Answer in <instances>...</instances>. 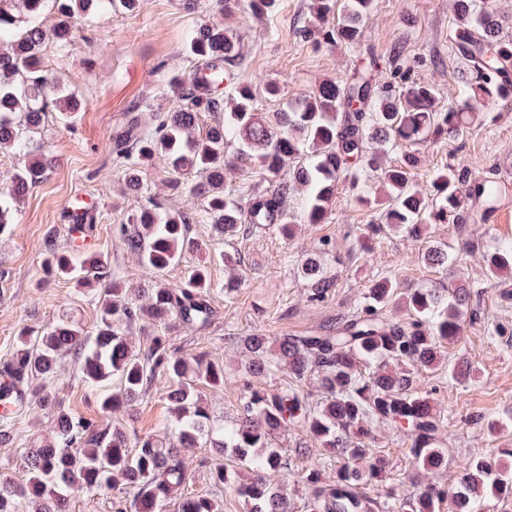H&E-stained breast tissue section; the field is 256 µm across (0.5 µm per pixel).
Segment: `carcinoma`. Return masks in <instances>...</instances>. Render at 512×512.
<instances>
[{
    "mask_svg": "<svg viewBox=\"0 0 512 512\" xmlns=\"http://www.w3.org/2000/svg\"><path fill=\"white\" fill-rule=\"evenodd\" d=\"M140 0H0V148L26 153L27 160L0 186V231L14 223L24 193L42 177V156L27 152V134L40 126L49 111L60 114L78 109L77 95L52 86L45 70L43 47L52 39L62 50L74 37V19L110 12H134ZM372 0H351L350 8L334 24V0H313V12L331 43L354 46L362 35V21ZM53 13L44 27L45 10ZM458 24L452 39L465 60L463 87L467 97L433 110L438 91L430 84L396 89L390 80L376 83L356 72L337 82L327 80L287 110L260 112L248 85L234 82L228 66L239 56L235 38L224 25L197 30L187 51L206 64L209 79L197 76L169 84L180 104L153 121L136 114L113 142V151L126 162V181L140 191L142 168L156 155L168 157L183 174L201 177L191 189L205 200L204 213L215 232L232 236L244 224H275L290 239L285 202L294 185L305 191L304 222L320 224L334 203L339 177L352 161L366 162L385 189L383 219L393 230L422 240L427 220L459 224L468 197L492 205L501 188L492 181L476 182L465 194L458 187L457 170L438 169L427 196L415 190L409 170L418 158L408 153L397 164L385 165L388 146L428 137L464 136L474 114L490 101L512 97V39L501 35L496 12L479 0H457ZM224 113L206 131L191 137L198 113ZM235 146L245 165L259 163L269 185L243 208L224 193L225 150ZM291 178H282L285 167ZM198 220L190 208L168 210L157 200L131 218L123 230L126 247L155 273L179 264L196 249L187 225ZM432 266L455 265L459 258L438 247L424 250ZM488 278L512 276V242L497 243L486 255ZM50 273L71 276L79 288L97 286L99 314L92 331L67 317L45 331L22 328L14 354L0 361V444L10 439L17 414L38 409L54 417L50 437H36L24 449L25 476L21 483L0 481V512H17L19 500L31 502L35 512H67L77 493L108 492L119 484L134 490L132 502L112 501L113 512H166L187 479L185 452L209 446L225 457L210 468V479L224 486L228 463L249 473L237 487L245 512H291V504L271 473L288 474V449L273 447L276 436L290 427L305 430L314 440L336 452L332 475L309 468L302 476L310 493L308 512H375L377 502L365 486L379 481L388 462L372 453V428L394 425L410 441L416 466L433 473L447 464L440 447V416L428 398L417 391L418 373L440 362L443 344L462 330L468 292L453 288H417L396 292L389 279L374 282L360 307L328 330L306 336L271 338L255 333L243 339L249 355L247 369L261 375L284 367L298 382L316 380L319 402L295 388L268 392L251 389L237 420L226 424L201 401L199 386L224 387V366L202 357L192 359L172 352L166 339L156 336L144 351L136 350L126 334L135 322L160 323L170 316L189 325L205 326L210 308L207 268H190L177 288L162 283L141 290L137 301L112 283L108 260L98 254L76 257L53 251L46 260ZM301 275L311 284L310 298L318 301L332 282L323 276L321 262L308 257ZM406 313L402 321L385 314L390 305ZM74 357L82 381L101 388L98 402L110 415L126 408L163 375L169 382L165 398L171 419L164 436L130 441L118 423L105 426L87 421L62 408L52 389L66 357ZM512 495V468L484 457L471 459L458 485L445 489L427 483L398 500L396 512H440L448 502L451 512H481L488 495ZM177 512H224V502L210 496H180Z\"/></svg>",
    "mask_w": 512,
    "mask_h": 512,
    "instance_id": "carcinoma-1",
    "label": "carcinoma"
}]
</instances>
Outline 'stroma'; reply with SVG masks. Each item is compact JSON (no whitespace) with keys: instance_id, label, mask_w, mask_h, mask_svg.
<instances>
[{"instance_id":"obj_1","label":"stroma","mask_w":512,"mask_h":512,"mask_svg":"<svg viewBox=\"0 0 512 512\" xmlns=\"http://www.w3.org/2000/svg\"><path fill=\"white\" fill-rule=\"evenodd\" d=\"M311 4L312 0H276L272 16L260 17L252 13L247 0H235L222 16L209 10L205 0L191 11L183 0H141L133 14L78 19L76 36L65 51L46 42L44 65L49 75L72 91L87 92L88 98L70 122L47 113L30 136L29 151L47 152L51 166L27 191L15 223L0 232V359L14 352L15 336L22 327L41 330L65 314L89 328L96 321L93 294L46 272L44 262L51 249L104 254L113 281L131 292L154 286L159 279L170 287L181 283L186 264L156 276L126 248L120 228L151 196L166 200L174 209L187 204L201 210V198L190 193L194 178H178L167 160L158 159L143 169L142 193H131L125 168L111 148L131 111L148 108L166 113L177 107V98L161 96L159 88L171 77L185 78L197 70L196 61L185 51L193 31L223 22L241 46L235 78L252 86L257 106L266 112L287 108L323 81L343 80L368 67L381 82L398 72L403 86L435 85L437 110L461 98L464 65L448 40L457 20L455 0H373L361 41L354 48L305 36V29L313 25ZM269 81L281 86L279 97L265 95ZM408 150L420 158L410 175L419 190H428L434 170L444 165L458 169L464 191L486 177L499 181L503 192L498 221H491L476 203L463 223L432 225L429 241L389 230L368 241L364 235L369 225L377 223L378 211L359 197H378L382 191L373 176L363 175L356 182L344 175L325 222L297 224L289 240L271 224L242 226L230 238L218 236L205 221L188 225L189 235L200 247L189 255L187 264L207 266L210 276L206 294L212 309L210 325L190 326L176 318L154 326L136 322L128 335L141 350L153 337L163 336L180 355L204 354L222 363L223 388L204 385L200 392L217 415L230 420L248 388L277 391L291 382L284 370L255 377L240 373L242 337L258 331L271 337L324 331L351 315L365 289L382 277L405 289L444 288L452 279H461L470 290L463 331L442 347L440 366L418 375L420 391L432 399L443 419L440 438L448 454L447 468L430 478L449 488L471 458H495L512 448V278L490 284L485 262L494 240H512V100L492 102L464 138L401 145L389 149L388 162H397ZM79 201L92 217V227L84 233L75 232L64 218L66 207ZM429 242L451 253L462 252L463 262L455 274L422 260ZM222 252L232 256V263L218 261ZM311 253L320 256L325 275L333 282L320 302L309 300V284L299 272L300 262ZM462 357L474 369L473 380L466 384L448 372ZM166 386L164 377H156L129 410L117 413L129 435L163 434L170 418L163 397ZM54 388L64 409L107 423L72 359L64 360ZM52 430L53 419L46 414L32 413L17 421L12 442L0 444V480L22 482V449L35 436H50ZM374 437V451L388 459L389 468L385 480L369 486L367 492L377 501L378 512H387L390 494H412L415 481L425 476L397 428L377 425ZM273 445L288 451L283 491L293 512H305L309 490L300 479L302 471L312 466L334 470L336 455L299 428L275 438ZM217 459L215 449L208 447L188 454L186 492L214 493L223 499L224 512H244L234 488L246 478V471L230 470L225 486L213 488L209 468Z\"/></svg>"}]
</instances>
